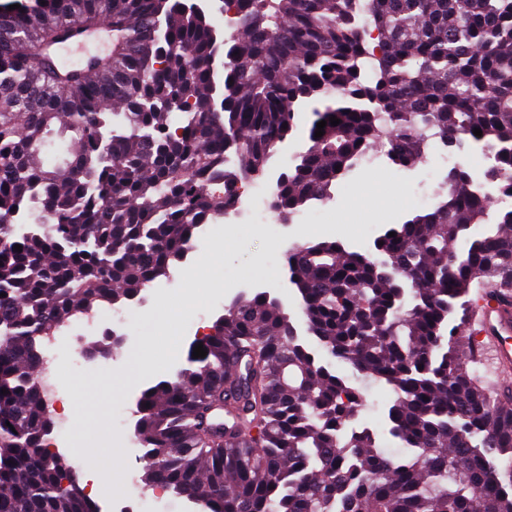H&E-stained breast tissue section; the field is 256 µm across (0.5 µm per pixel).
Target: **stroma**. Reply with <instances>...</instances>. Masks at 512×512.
Segmentation results:
<instances>
[{
    "instance_id": "stroma-1",
    "label": "stroma",
    "mask_w": 512,
    "mask_h": 512,
    "mask_svg": "<svg viewBox=\"0 0 512 512\" xmlns=\"http://www.w3.org/2000/svg\"><path fill=\"white\" fill-rule=\"evenodd\" d=\"M428 154L427 161L408 167L388 164L382 157L361 163L337 183L332 201L304 208L291 223L280 225L277 235L256 224H218L194 263L176 267L173 281L154 284L151 305L126 324L116 326L108 319L99 324L91 341L105 342L107 332L114 330L123 334L124 342L118 350L94 359L92 366L81 362L76 344L61 343L55 385L58 397L68 404L67 436L81 466L118 449L126 486L122 497L136 503V512H190L186 502L171 493L156 494L142 487L141 450L133 435L140 392L185 367L197 329H211L225 306L247 294L249 286L270 292L288 312L299 314L300 299L287 278L273 285L261 275L274 268L275 257L293 243L338 240L348 250L365 253L386 227L433 207L448 165L438 149H429ZM189 273L195 277L191 286L185 281ZM158 301L166 306L162 327L152 318V305ZM146 346L160 353L158 368L144 379L127 380L121 374L125 362ZM392 399L387 387L368 386L367 406L360 415L361 424L375 431L380 447L390 450L400 446L388 433Z\"/></svg>"
}]
</instances>
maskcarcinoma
<instances>
[{
	"label": "carcinoma",
	"instance_id": "1",
	"mask_svg": "<svg viewBox=\"0 0 512 512\" xmlns=\"http://www.w3.org/2000/svg\"><path fill=\"white\" fill-rule=\"evenodd\" d=\"M19 5L0 10V512H98L48 450L41 342L169 277L267 175L297 113L311 108L309 145L268 200L286 223L367 154L407 167L432 138L482 148L512 196V0H219L230 31L180 0ZM105 23L109 54L62 73L49 49ZM61 146L62 163L40 162ZM439 196L374 256L338 241L288 255L306 334L362 383L270 292L241 295L205 357L140 392L143 487L204 512H512V410L471 369L465 330L471 295H512V207L476 232L490 206L461 164ZM367 384L394 394L398 456L367 428L342 433Z\"/></svg>",
	"mask_w": 512,
	"mask_h": 512
}]
</instances>
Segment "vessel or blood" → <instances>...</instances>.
<instances>
[{"instance_id":"1","label":"vessel or blood","mask_w":512,"mask_h":512,"mask_svg":"<svg viewBox=\"0 0 512 512\" xmlns=\"http://www.w3.org/2000/svg\"><path fill=\"white\" fill-rule=\"evenodd\" d=\"M469 331L499 378L502 399L512 398V298H479Z\"/></svg>"}]
</instances>
